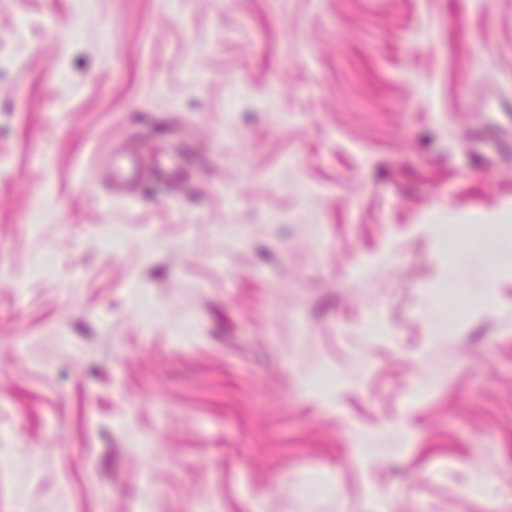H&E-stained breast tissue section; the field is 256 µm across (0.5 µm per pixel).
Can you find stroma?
<instances>
[{"label": "stroma", "mask_w": 512, "mask_h": 512, "mask_svg": "<svg viewBox=\"0 0 512 512\" xmlns=\"http://www.w3.org/2000/svg\"><path fill=\"white\" fill-rule=\"evenodd\" d=\"M510 206L512 0H0V512H512ZM144 167L143 157L131 150H115L108 163L112 194L121 196L130 187L140 183Z\"/></svg>", "instance_id": "stroma-1"}]
</instances>
